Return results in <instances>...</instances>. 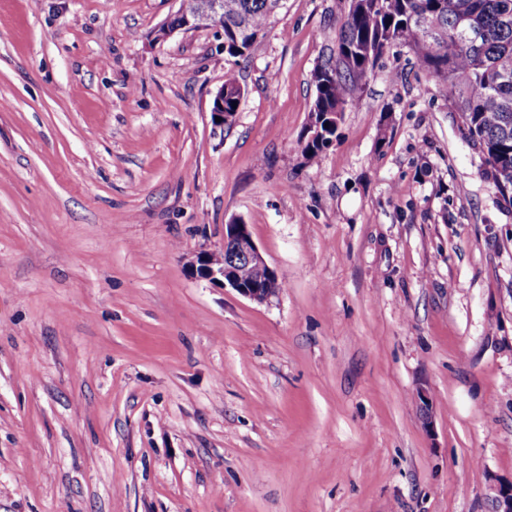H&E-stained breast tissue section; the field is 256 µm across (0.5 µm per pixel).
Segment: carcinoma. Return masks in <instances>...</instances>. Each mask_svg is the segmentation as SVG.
I'll return each mask as SVG.
<instances>
[{
    "label": "carcinoma",
    "instance_id": "cac0c4a2",
    "mask_svg": "<svg viewBox=\"0 0 512 512\" xmlns=\"http://www.w3.org/2000/svg\"><path fill=\"white\" fill-rule=\"evenodd\" d=\"M283 0H224V50L248 56ZM410 47L454 108L465 137L479 149L484 174L512 197V0H356L336 36V73L316 79L315 112H333L352 86L393 43ZM243 92L224 81L225 128L233 126ZM322 134L300 142L309 161L329 148L337 125L323 118Z\"/></svg>",
    "mask_w": 512,
    "mask_h": 512
}]
</instances>
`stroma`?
I'll list each match as a JSON object with an SVG mask.
<instances>
[{
    "instance_id": "1",
    "label": "stroma",
    "mask_w": 512,
    "mask_h": 512,
    "mask_svg": "<svg viewBox=\"0 0 512 512\" xmlns=\"http://www.w3.org/2000/svg\"><path fill=\"white\" fill-rule=\"evenodd\" d=\"M178 7L0 0V512H491L512 204L454 109L391 44L307 161L349 0H286L239 62L156 40ZM234 223L268 302L188 265ZM243 92L240 85L234 78H228L224 85L218 90L212 101L211 119L215 127L222 128L224 131V113L228 112L225 129H230L239 111L240 101ZM237 102V108H233V103ZM215 117H220L221 121L216 122ZM338 123L332 124L328 117L322 119L320 137L312 140L304 139L300 142L301 152L308 161L315 160L319 155L329 148L333 139L336 137Z\"/></svg>"
}]
</instances>
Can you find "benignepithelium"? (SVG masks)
Wrapping results in <instances>:
<instances>
[{
	"mask_svg": "<svg viewBox=\"0 0 512 512\" xmlns=\"http://www.w3.org/2000/svg\"><path fill=\"white\" fill-rule=\"evenodd\" d=\"M224 12V0H203L194 15L183 17L180 28L193 29L208 26ZM224 244L234 246L229 256L224 250L197 253L190 261L195 275L212 284L230 287L240 295L266 303L278 290L274 270L249 234L248 225H224ZM492 512H512V481L490 485Z\"/></svg>",
	"mask_w": 512,
	"mask_h": 512,
	"instance_id": "obj_1",
	"label": "benign epithelium"
}]
</instances>
